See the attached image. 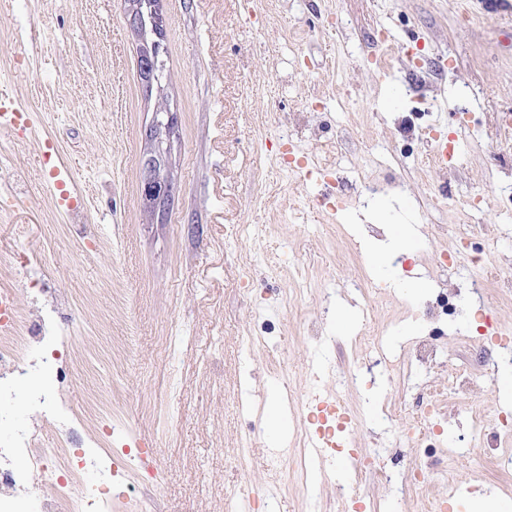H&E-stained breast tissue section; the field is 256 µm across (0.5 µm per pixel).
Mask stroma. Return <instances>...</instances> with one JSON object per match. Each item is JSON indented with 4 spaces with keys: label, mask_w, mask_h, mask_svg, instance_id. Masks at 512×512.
<instances>
[{
    "label": "stroma",
    "mask_w": 512,
    "mask_h": 512,
    "mask_svg": "<svg viewBox=\"0 0 512 512\" xmlns=\"http://www.w3.org/2000/svg\"><path fill=\"white\" fill-rule=\"evenodd\" d=\"M127 7L0 0V95L26 115L0 130V283L28 331L70 319L63 393L109 425L105 445L127 463L112 512H227L240 493L253 512H478L487 485L496 512H512V471L467 453L481 439L450 382L480 383L489 428L512 419V366L480 358L512 334V130L500 126L512 14L480 0H160L167 76L149 92ZM162 103L177 115V192L160 221L138 187L142 131ZM436 138L454 146L444 168L429 161ZM63 169L68 208L53 182ZM362 174L382 190L356 188ZM396 224L417 240L375 259ZM22 253L41 256L46 294L11 270ZM475 277L494 285L461 302L473 341L432 331L435 289ZM319 363L360 417L365 461L304 488L269 460L308 430ZM27 395L16 383L0 411L56 447ZM422 402L449 415L462 452L451 475L416 487L410 470L434 441L414 425Z\"/></svg>",
    "instance_id": "obj_1"
}]
</instances>
